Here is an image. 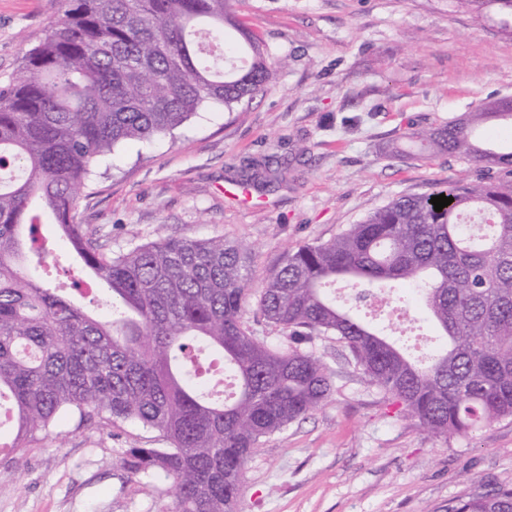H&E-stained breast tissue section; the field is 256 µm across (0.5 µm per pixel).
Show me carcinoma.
Wrapping results in <instances>:
<instances>
[{"mask_svg": "<svg viewBox=\"0 0 512 512\" xmlns=\"http://www.w3.org/2000/svg\"><path fill=\"white\" fill-rule=\"evenodd\" d=\"M235 0H64L63 17L0 86V401L25 455L40 432L78 419L134 422L161 448L133 445L123 465L172 481L175 512H238L246 464L262 439L315 411L333 371L302 349L334 336L347 360L434 438H463L512 419V149L477 136L512 128L499 100L401 137V156L447 154L505 177L403 195L336 237L286 251L257 310L288 338L255 335L241 311L253 291L240 242L166 238L101 249L71 213L92 164L116 146L170 134L208 102L229 112L272 73ZM494 4L504 27L512 0ZM454 201L437 212L430 200ZM39 198L59 241L112 292L101 319L51 286ZM338 281L364 302L421 304L448 340L423 365L393 329L336 304ZM448 512H512V486L458 498Z\"/></svg>", "mask_w": 512, "mask_h": 512, "instance_id": "1", "label": "carcinoma"}]
</instances>
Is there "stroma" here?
Masks as SVG:
<instances>
[{
	"mask_svg": "<svg viewBox=\"0 0 512 512\" xmlns=\"http://www.w3.org/2000/svg\"><path fill=\"white\" fill-rule=\"evenodd\" d=\"M276 68L242 112L205 104L171 135L123 144L94 164L74 223L119 253L165 238L221 236L252 249L254 288L286 250L326 241L404 194L498 171L454 157H395L409 129L512 98V34L493 9L458 0H236ZM64 11L63 0H0V85ZM278 177L245 205L229 188L250 163ZM335 372L327 401L262 439L239 512H448L457 497L512 484V420L430 437L369 386L333 339L306 344ZM155 434L133 423H63L23 459L0 462V512H173L170 481L143 488L122 464Z\"/></svg>",
	"mask_w": 512,
	"mask_h": 512,
	"instance_id": "obj_1",
	"label": "stroma"
}]
</instances>
